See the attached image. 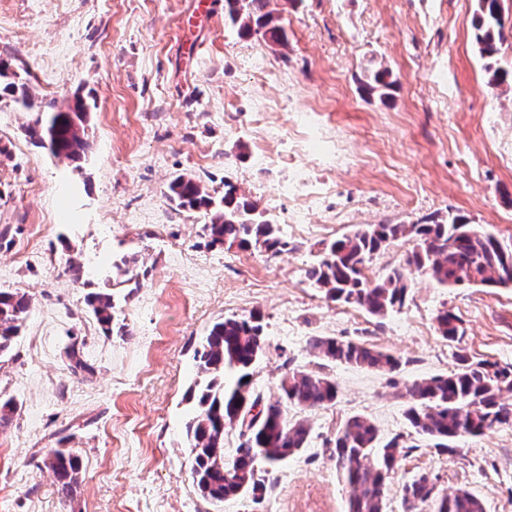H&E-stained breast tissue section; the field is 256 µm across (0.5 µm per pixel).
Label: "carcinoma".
Masks as SVG:
<instances>
[{"label":"carcinoma","mask_w":512,"mask_h":512,"mask_svg":"<svg viewBox=\"0 0 512 512\" xmlns=\"http://www.w3.org/2000/svg\"><path fill=\"white\" fill-rule=\"evenodd\" d=\"M473 28L483 56L498 52L505 35L501 0H477ZM271 0H224V21L241 38L259 36L278 46L287 45ZM19 108L35 113L27 128L30 139L54 157L83 159L89 148L85 138L88 105L82 99L65 109L54 102L35 104L26 83L5 87ZM166 196L179 209H205L209 222L203 231L210 245H258L278 254L288 247L275 224L257 206L237 195L231 184L216 200L201 181L180 174L167 186ZM400 237L415 245L404 263L379 279L365 273V262L386 243ZM424 276L440 288L471 285L512 288V249L493 234L455 216L450 221H419L415 224H363L327 243L320 259L306 270L310 284L333 301L357 305L373 316L383 317L406 299L413 276ZM85 304L102 330L125 332L115 323L114 295L90 292ZM24 292L0 291V357L8 354L31 310ZM262 315L228 317L213 325L196 350L198 368L207 377L197 396L198 409L186 424L190 448V474L200 495L212 502L248 497L260 503L267 491L258 466L269 473L290 455L305 448L310 428L304 421L288 420L287 408L298 405L317 409L336 400V382L328 375L290 369L279 385V395L266 400L256 392L250 377L264 354ZM437 330L446 339L459 335L458 317L443 309L435 316ZM311 349L328 362L344 363L378 372H393L400 362L392 354L371 345L333 337H314ZM512 366L489 361L472 362L458 356L457 368L448 375L418 379L405 386L408 400L405 418L419 436L434 441V447L452 450L449 441L477 436L500 425L512 424ZM239 426V443L232 462L224 457V432ZM331 456L349 488L347 512H386V479L402 446L394 438L381 442L375 425L353 416L339 427L332 441ZM44 465L55 476L57 492L68 498L78 482L80 459L63 448L49 450ZM431 504L430 512H485L482 501L467 490L441 494L434 478L420 473L402 488L404 512H418Z\"/></svg>","instance_id":"obj_1"}]
</instances>
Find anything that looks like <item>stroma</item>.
I'll return each mask as SVG.
<instances>
[{
    "label": "stroma",
    "mask_w": 512,
    "mask_h": 512,
    "mask_svg": "<svg viewBox=\"0 0 512 512\" xmlns=\"http://www.w3.org/2000/svg\"><path fill=\"white\" fill-rule=\"evenodd\" d=\"M288 37L280 47L224 25V0H0V290L32 310L0 358V396L19 410L0 426V512H346L348 488L328 442L343 421L370 419L381 441L405 446L386 485L387 512L402 487L434 476L466 489L486 512H512V426L462 436L451 451L413 433L404 385L445 375L458 355L512 365V288L443 290L415 278L386 316L328 299L305 272L323 244L361 224L463 216L512 247V0L506 39L480 54L477 0H273ZM386 66L392 85L369 86ZM24 82L34 100L89 105V150L79 162L36 147L32 115L1 89ZM279 136L261 139L260 128ZM322 146L296 148L297 134ZM290 194L281 187L295 173ZM225 184L255 202L288 247L211 246L204 211L176 209L173 176ZM302 213L308 232L293 222ZM137 255L133 272L123 257ZM92 264L73 281V264ZM137 283H129L130 274ZM114 292L122 335H105L84 303ZM448 309L463 334L439 335ZM260 311L266 351L253 386L278 394L287 368L315 371L316 336L388 351L394 372L332 363L328 407L290 406L307 446L266 476L261 504L205 500L189 472L185 425L191 388L204 383L194 351L213 324ZM79 343L90 373L71 370ZM52 448L81 458L71 499L42 463Z\"/></svg>",
    "instance_id": "1"
}]
</instances>
